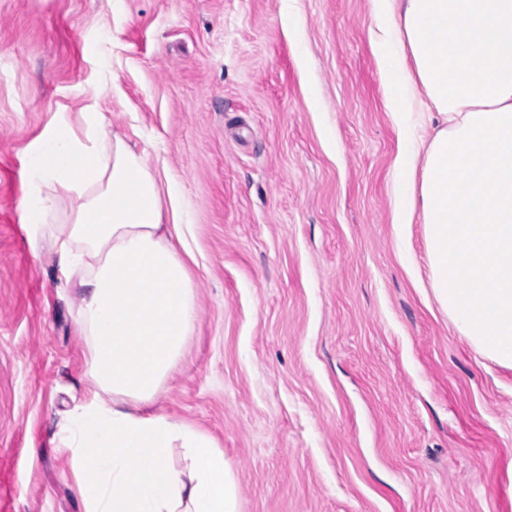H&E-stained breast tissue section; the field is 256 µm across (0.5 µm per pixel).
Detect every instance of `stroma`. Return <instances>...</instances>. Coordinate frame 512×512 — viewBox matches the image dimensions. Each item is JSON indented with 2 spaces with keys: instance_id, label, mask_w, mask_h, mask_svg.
Returning a JSON list of instances; mask_svg holds the SVG:
<instances>
[{
  "instance_id": "stroma-1",
  "label": "stroma",
  "mask_w": 512,
  "mask_h": 512,
  "mask_svg": "<svg viewBox=\"0 0 512 512\" xmlns=\"http://www.w3.org/2000/svg\"><path fill=\"white\" fill-rule=\"evenodd\" d=\"M374 28L370 0H0V512H84L59 433L88 343L22 202L29 144L92 104L191 211L195 333L154 408L223 449L239 512H512V369L392 223Z\"/></svg>"
}]
</instances>
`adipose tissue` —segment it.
Returning <instances> with one entry per match:
<instances>
[{
	"mask_svg": "<svg viewBox=\"0 0 512 512\" xmlns=\"http://www.w3.org/2000/svg\"><path fill=\"white\" fill-rule=\"evenodd\" d=\"M372 15L401 143L392 222L421 220L440 308L512 368V0H372ZM25 184L28 244L57 254L88 338L94 386L61 430L85 512H237L215 440L149 410L197 305L183 215L164 219L146 156L83 111L30 144Z\"/></svg>",
	"mask_w": 512,
	"mask_h": 512,
	"instance_id": "adipose-tissue-1",
	"label": "adipose tissue"
}]
</instances>
